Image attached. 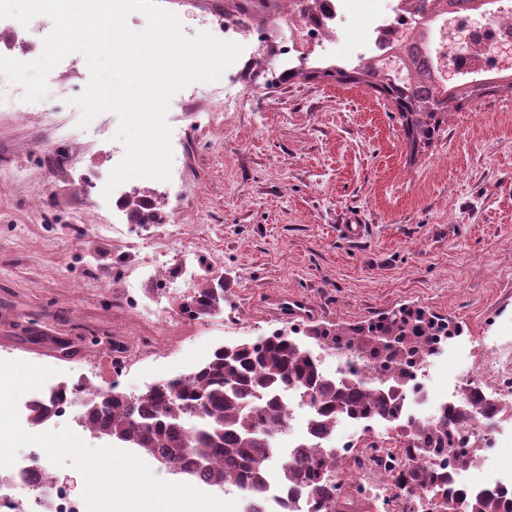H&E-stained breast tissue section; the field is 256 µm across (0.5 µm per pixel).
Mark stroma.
<instances>
[{
    "instance_id": "1",
    "label": "stroma",
    "mask_w": 512,
    "mask_h": 512,
    "mask_svg": "<svg viewBox=\"0 0 512 512\" xmlns=\"http://www.w3.org/2000/svg\"><path fill=\"white\" fill-rule=\"evenodd\" d=\"M159 3L190 30L224 15V0ZM52 29L48 17L29 31L0 22V55L34 61ZM280 73L254 66L215 81L214 98L172 97L183 167L161 224L128 223L103 195L119 118L80 126L82 53L49 72L38 110L0 103V359L135 396L218 347L288 327L274 301L300 295L324 325L406 306L451 319L461 333L432 360L433 397L485 354L512 363V94L463 103L415 150L390 97ZM231 97L224 125L208 123ZM353 214L368 231L348 244L336 227ZM170 218L180 236H168ZM149 245L167 252L153 273L137 264ZM202 262L228 301L191 320L175 285Z\"/></svg>"
}]
</instances>
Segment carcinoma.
I'll list each match as a JSON object with an SVG mask.
<instances>
[{"label": "carcinoma", "mask_w": 512, "mask_h": 512, "mask_svg": "<svg viewBox=\"0 0 512 512\" xmlns=\"http://www.w3.org/2000/svg\"><path fill=\"white\" fill-rule=\"evenodd\" d=\"M403 76L367 62L360 69L324 71L338 81L364 83L392 97L413 147L428 144L451 106L478 97L491 83L504 82L512 90V74L465 88L439 89L432 85L431 67L411 58L403 60ZM129 223L159 219L145 196L123 201ZM226 290L205 282L180 306L190 319L224 309ZM448 325L422 311L401 310L363 326L325 329L309 325L302 331L276 330L253 343L215 350L187 377L166 380L138 396H108L105 390L84 402L81 426L107 442L137 448L157 459L172 474L200 477L207 485L225 489L235 485L245 493L260 488L272 449L265 434L285 424L282 395L293 388L309 399L312 432L321 434L344 417L365 423L385 420L394 430L398 451L419 448L434 459L451 444L455 427L470 420L479 401L470 397L439 418L415 421L402 411L403 391L412 374L401 367L400 354L420 350L422 360L433 355L429 336ZM347 339L361 352L381 356L390 369L384 379L364 384L354 375L326 376L297 338ZM68 389L29 404V417L43 425L51 421ZM345 459L328 449L297 448L280 463L284 484L315 494L318 504L331 503L354 512L357 500L343 493ZM395 486L408 494H437L432 512H512V495L485 490L475 495L450 486V476L436 465L414 466L395 476Z\"/></svg>", "instance_id": "cac0c4a2"}]
</instances>
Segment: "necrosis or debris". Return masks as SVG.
I'll use <instances>...</instances> for the list:
<instances>
[{
  "label": "necrosis or debris",
  "mask_w": 512,
  "mask_h": 512,
  "mask_svg": "<svg viewBox=\"0 0 512 512\" xmlns=\"http://www.w3.org/2000/svg\"><path fill=\"white\" fill-rule=\"evenodd\" d=\"M490 17L482 32L471 39L467 49H459L457 28L466 14L448 10L438 0H284L283 21L288 39L277 48L276 57L284 66H293L322 54L328 43L340 38L347 23L356 13H363L365 34L356 51L357 58L379 59L395 50L403 33L422 31L424 18L435 19L426 45L436 73L454 72L457 77L480 81L512 69L511 59L491 56L489 43L512 39V8L505 0H490ZM413 382L403 402L406 415L422 419V406H430L432 415L441 414L467 391L481 394L487 405L478 409L468 424L459 428L454 446L441 458L451 471L456 485L470 491L512 487V469L463 463V456L475 448H495L506 427L512 426V381L487 382L480 374L470 372L456 376L454 383L437 399H430L425 389L429 379V363L408 358ZM286 427L271 440L279 454L299 444L316 448H332L354 462L351 484L363 487L374 499L376 512H403V502L391 491L389 449L383 434L360 437L361 423L349 420L348 431L333 429L315 436L309 426V406L299 393L289 391L286 399ZM270 475L255 500L261 512H273L284 504L288 512H310L311 502L295 493L285 495L270 465ZM9 490L0 489V512H86L81 495L56 479L44 462L41 450L17 459L9 469Z\"/></svg>",
  "instance_id": "necrosis-or-debris-1"
}]
</instances>
